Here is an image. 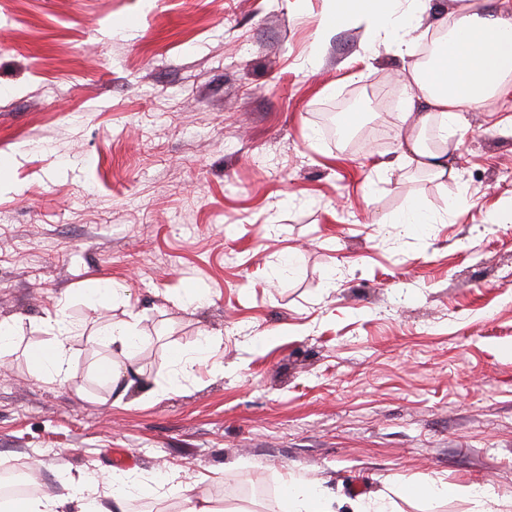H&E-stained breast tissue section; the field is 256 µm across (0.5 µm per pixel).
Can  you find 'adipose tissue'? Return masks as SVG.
I'll use <instances>...</instances> for the list:
<instances>
[{
  "label": "adipose tissue",
  "instance_id": "ef3b65f1",
  "mask_svg": "<svg viewBox=\"0 0 512 512\" xmlns=\"http://www.w3.org/2000/svg\"><path fill=\"white\" fill-rule=\"evenodd\" d=\"M431 0H325L316 52L308 59L316 67L317 53L343 28L364 27V53L382 44L395 54L414 55L424 40L433 48L426 62L415 63L402 101L401 120L417 134L406 146L417 168L435 177L448 174V153L431 149L423 134L435 125L442 141L462 129L463 112L493 98L512 97V0H459L445 34L432 37L424 17ZM51 340L32 355L36 378L65 383L74 332L64 310L47 318ZM15 512H110L102 503L99 482L80 479L71 493L32 496L20 500Z\"/></svg>",
  "mask_w": 512,
  "mask_h": 512
}]
</instances>
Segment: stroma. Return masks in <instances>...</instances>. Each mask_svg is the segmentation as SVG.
Instances as JSON below:
<instances>
[{
    "instance_id": "obj_1",
    "label": "stroma",
    "mask_w": 512,
    "mask_h": 512,
    "mask_svg": "<svg viewBox=\"0 0 512 512\" xmlns=\"http://www.w3.org/2000/svg\"><path fill=\"white\" fill-rule=\"evenodd\" d=\"M322 10L0 0V467L36 463L61 495L123 449L127 512L243 479L269 490L248 512H283L292 476L397 512H472L403 491L432 479L512 500V98L464 113L457 176L435 178L401 148L412 58L359 61L365 30L344 29L308 74ZM412 201L433 223H384ZM99 279L124 293L92 310ZM59 307L63 384L31 365ZM125 321L129 357L97 336ZM106 358L137 376L97 377Z\"/></svg>"
}]
</instances>
